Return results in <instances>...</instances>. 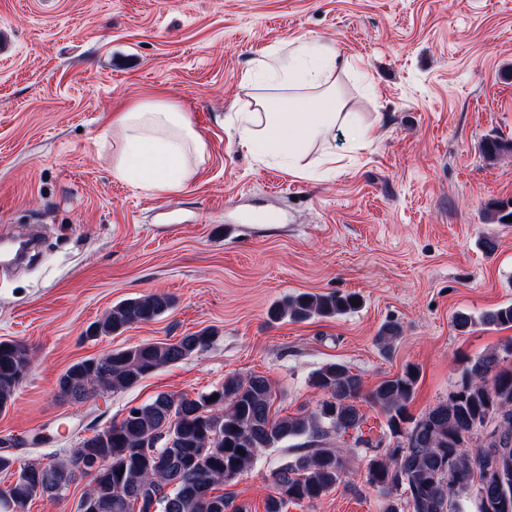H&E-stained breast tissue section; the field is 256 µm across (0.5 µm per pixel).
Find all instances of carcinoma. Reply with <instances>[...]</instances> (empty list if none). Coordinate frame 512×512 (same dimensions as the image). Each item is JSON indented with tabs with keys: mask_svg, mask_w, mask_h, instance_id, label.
<instances>
[{
	"mask_svg": "<svg viewBox=\"0 0 512 512\" xmlns=\"http://www.w3.org/2000/svg\"><path fill=\"white\" fill-rule=\"evenodd\" d=\"M354 294H301L269 310L274 320L334 318L355 310ZM173 306L167 294L150 293L113 305L88 328L89 336L123 332L148 323ZM486 325L512 327V303L485 313ZM214 334L204 328L176 342H143L72 364L58 378L59 394L79 402L131 389L156 370L208 348ZM31 364L29 348L0 341V412L12 405ZM418 371L405 367L395 377L364 393L362 377L341 363H327L312 373L310 384L322 393L316 407L294 415L271 414L274 393L262 375H229L224 383L195 398L159 393L128 409L108 428L83 439L61 459L18 463L0 455V473L15 480L0 490V512H25L37 497L60 499V472L80 456L101 461L88 475L78 512H226L230 503L219 486L251 468L264 450L291 440V459L273 474L275 494L266 512H284L290 503H314L342 482L348 458L362 450L367 417L359 403L383 412L386 428L403 429L407 443L368 460L365 482L382 496V512H460L463 497L477 512H512V344L463 363L448 400L414 417L408 406ZM217 399H212V396ZM493 418L495 433L482 444L466 434ZM500 470L486 482L479 461Z\"/></svg>",
	"mask_w": 512,
	"mask_h": 512,
	"instance_id": "cac0c4a2",
	"label": "carcinoma"
}]
</instances>
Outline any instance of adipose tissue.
I'll return each mask as SVG.
<instances>
[{
    "label": "adipose tissue",
    "instance_id": "ef3b65f1",
    "mask_svg": "<svg viewBox=\"0 0 512 512\" xmlns=\"http://www.w3.org/2000/svg\"><path fill=\"white\" fill-rule=\"evenodd\" d=\"M336 50L306 44L267 69L273 92L256 96L254 109L236 116L239 143L261 161H279L295 171L317 143L340 127L355 128L336 97ZM120 146L112 172L146 190L183 189L205 155V142L188 115L162 104H139L119 114Z\"/></svg>",
    "mask_w": 512,
    "mask_h": 512
}]
</instances>
